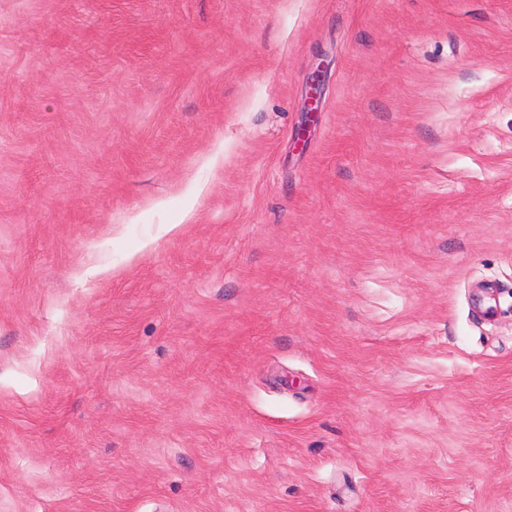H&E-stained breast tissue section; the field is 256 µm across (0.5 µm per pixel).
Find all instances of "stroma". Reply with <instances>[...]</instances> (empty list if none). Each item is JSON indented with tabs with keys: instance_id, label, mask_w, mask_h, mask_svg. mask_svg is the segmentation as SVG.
<instances>
[{
	"instance_id": "35a3bbf8",
	"label": "stroma",
	"mask_w": 512,
	"mask_h": 512,
	"mask_svg": "<svg viewBox=\"0 0 512 512\" xmlns=\"http://www.w3.org/2000/svg\"><path fill=\"white\" fill-rule=\"evenodd\" d=\"M0 512H512V0H0Z\"/></svg>"
}]
</instances>
